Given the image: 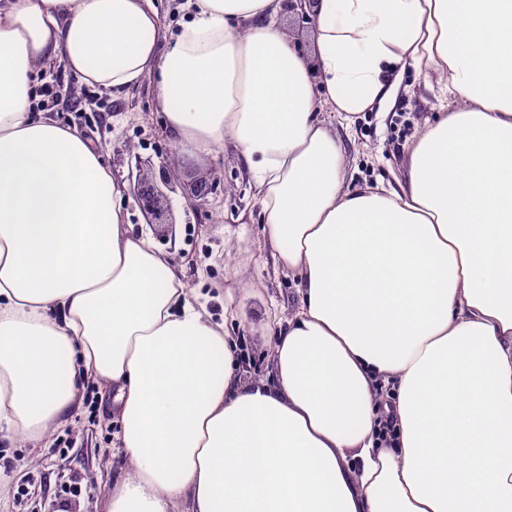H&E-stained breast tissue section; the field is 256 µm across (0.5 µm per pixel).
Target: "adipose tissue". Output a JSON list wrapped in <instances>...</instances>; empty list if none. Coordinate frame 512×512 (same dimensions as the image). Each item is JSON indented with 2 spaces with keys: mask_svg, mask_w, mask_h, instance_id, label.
I'll return each mask as SVG.
<instances>
[{
  "mask_svg": "<svg viewBox=\"0 0 512 512\" xmlns=\"http://www.w3.org/2000/svg\"><path fill=\"white\" fill-rule=\"evenodd\" d=\"M183 10L168 40L152 0L0 5V420L39 438L82 380L111 392L109 512H512V0H319L308 57L282 0ZM57 61L115 95L150 81L184 151L242 154L300 295L271 382L239 376L101 152L30 112ZM408 63L456 109L397 187L343 190L339 129Z\"/></svg>",
  "mask_w": 512,
  "mask_h": 512,
  "instance_id": "ef3b65f1",
  "label": "adipose tissue"
}]
</instances>
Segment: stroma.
<instances>
[{
  "label": "stroma",
  "mask_w": 512,
  "mask_h": 512,
  "mask_svg": "<svg viewBox=\"0 0 512 512\" xmlns=\"http://www.w3.org/2000/svg\"><path fill=\"white\" fill-rule=\"evenodd\" d=\"M52 75L72 97L48 104L47 112L88 134L119 182L136 181L138 162L156 166L175 158L169 194L174 224L149 223L130 191L129 221L172 256L213 320L228 322L239 344L243 380L270 379L269 312L288 314L298 294L293 275L276 269L261 247L260 202L243 156L229 146L207 154L183 152L165 129L150 82L112 96L80 84L63 64H55ZM446 102L436 76L405 66L393 106L359 114L342 135L347 185L396 186L410 147ZM202 181L212 190L198 199L192 190ZM118 431L111 401L91 380L80 386L66 420L41 439L1 421L0 512H106V495L125 474L122 457L112 453Z\"/></svg>",
  "instance_id": "obj_1"
}]
</instances>
